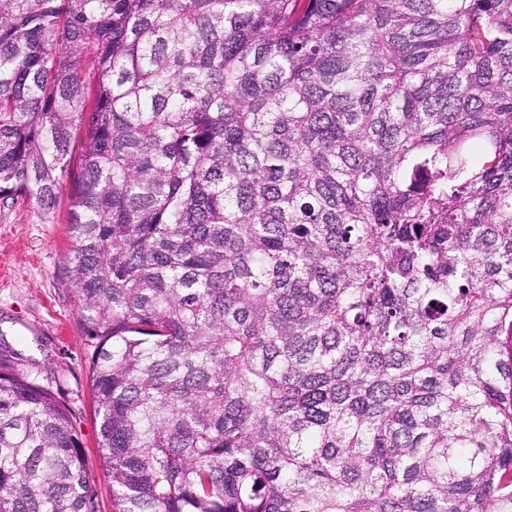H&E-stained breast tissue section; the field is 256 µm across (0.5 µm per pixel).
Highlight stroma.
Instances as JSON below:
<instances>
[{
  "label": "stroma",
  "mask_w": 512,
  "mask_h": 512,
  "mask_svg": "<svg viewBox=\"0 0 512 512\" xmlns=\"http://www.w3.org/2000/svg\"><path fill=\"white\" fill-rule=\"evenodd\" d=\"M67 208V201H60L47 216L26 199L0 204V362L70 410L94 484L95 508L111 512L90 390L97 341L82 324L79 293L66 272L71 247Z\"/></svg>",
  "instance_id": "stroma-1"
}]
</instances>
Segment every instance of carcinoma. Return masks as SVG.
Listing matches in <instances>:
<instances>
[{
    "instance_id": "cac0c4a2",
    "label": "carcinoma",
    "mask_w": 512,
    "mask_h": 512,
    "mask_svg": "<svg viewBox=\"0 0 512 512\" xmlns=\"http://www.w3.org/2000/svg\"><path fill=\"white\" fill-rule=\"evenodd\" d=\"M66 182L112 512H512V0H0ZM0 512H96L2 363Z\"/></svg>"
}]
</instances>
